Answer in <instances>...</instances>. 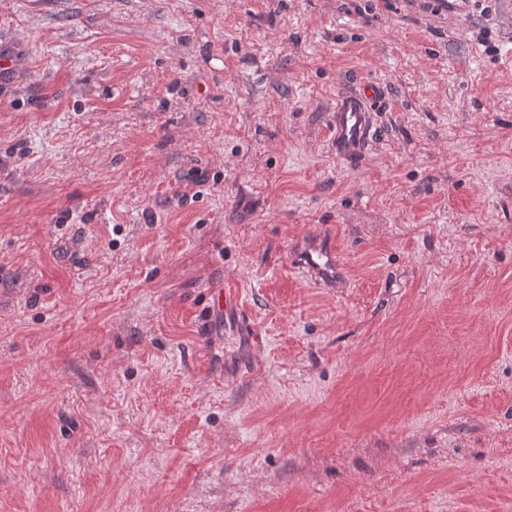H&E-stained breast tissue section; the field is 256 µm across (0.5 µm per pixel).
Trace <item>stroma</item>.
I'll return each instance as SVG.
<instances>
[{"mask_svg":"<svg viewBox=\"0 0 512 512\" xmlns=\"http://www.w3.org/2000/svg\"><path fill=\"white\" fill-rule=\"evenodd\" d=\"M0 49V512H512V0H0ZM385 97V89L374 83L336 97L330 114L331 145L336 157L351 159L366 150L376 133L377 108ZM290 257L292 264L305 268L320 286L336 285L337 279L345 278V267L325 225L301 237ZM210 311L213 315L223 318L224 324L230 323L231 320L235 321V327L238 330L236 321L241 314L239 291L231 282L225 281L224 288H215L212 291Z\"/></svg>","mask_w":512,"mask_h":512,"instance_id":"35a3bbf8","label":"stroma"}]
</instances>
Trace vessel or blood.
<instances>
[{"instance_id":"b4317fda","label":"vessel or blood","mask_w":512,"mask_h":512,"mask_svg":"<svg viewBox=\"0 0 512 512\" xmlns=\"http://www.w3.org/2000/svg\"><path fill=\"white\" fill-rule=\"evenodd\" d=\"M386 92L381 85L366 84L353 92L337 96L330 114L331 145L338 158L351 159L366 150L376 133L375 116L384 102ZM291 262L305 268L322 286L335 284L344 277L345 267L326 226H318L301 237L292 253ZM210 311L224 321L238 320L240 315L239 291L232 283L214 289L210 298Z\"/></svg>"}]
</instances>
